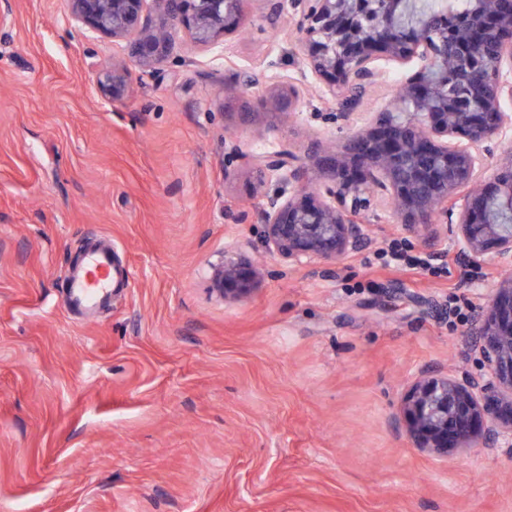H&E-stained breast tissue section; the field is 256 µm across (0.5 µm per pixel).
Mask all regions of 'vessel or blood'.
Here are the masks:
<instances>
[{"label": "vessel or blood", "instance_id": "obj_1", "mask_svg": "<svg viewBox=\"0 0 512 512\" xmlns=\"http://www.w3.org/2000/svg\"><path fill=\"white\" fill-rule=\"evenodd\" d=\"M111 248L93 246L84 255L83 265L69 278L65 304L71 309L103 307L110 303L112 290L123 283Z\"/></svg>", "mask_w": 512, "mask_h": 512}]
</instances>
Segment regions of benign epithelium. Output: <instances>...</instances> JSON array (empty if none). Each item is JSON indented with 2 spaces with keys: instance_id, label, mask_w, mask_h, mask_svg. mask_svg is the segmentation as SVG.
Instances as JSON below:
<instances>
[{
  "instance_id": "1",
  "label": "benign epithelium",
  "mask_w": 512,
  "mask_h": 512,
  "mask_svg": "<svg viewBox=\"0 0 512 512\" xmlns=\"http://www.w3.org/2000/svg\"><path fill=\"white\" fill-rule=\"evenodd\" d=\"M173 25L183 27L203 47L218 43L244 21V0H65L68 16L88 29L129 41L138 68H150L171 52L170 39L148 29L147 2ZM465 16L425 10L420 0H288L305 66L340 102L343 121L366 92L386 81L382 63L415 65L406 78L403 118L381 112L352 139L362 150H340L321 165L319 187L305 186L306 171L284 146L256 157L232 152L279 173L294 185L288 196H273L262 210L265 246L290 261H335L366 238L355 217L373 203H388L408 228L432 224L436 216L450 225L464 256L491 257L512 267V224H502L481 201L508 204L512 199V153L500 162L495 178L481 182V152L512 127V13L492 10L490 0H474ZM465 60V71L487 74L491 92L482 105L456 98L448 85V46ZM132 74L114 69L97 73L103 97L125 98ZM269 97L282 111L297 106L291 85L276 86ZM258 272L235 258L211 267L214 290L224 300L248 295ZM476 335L481 357L495 384L508 391L480 397L484 387L472 377L430 372L410 387L401 402L406 430L418 448L436 456L483 446L500 435L512 438V279L496 289Z\"/></svg>"
}]
</instances>
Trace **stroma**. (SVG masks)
<instances>
[{
	"label": "stroma",
	"mask_w": 512,
	"mask_h": 512,
	"mask_svg": "<svg viewBox=\"0 0 512 512\" xmlns=\"http://www.w3.org/2000/svg\"><path fill=\"white\" fill-rule=\"evenodd\" d=\"M245 11L211 49L177 33L111 104L96 73L131 67L126 42L64 0L0 5V512H512L511 439L437 458L399 414L423 370L484 378L474 320L512 269L387 207L338 261L266 251L260 208L284 186L231 145H287L313 170L394 108L401 71L336 120L288 15ZM288 83L299 105L276 112L266 91ZM99 238L124 285L70 311L73 260ZM394 239L449 275L371 265ZM225 255L257 268L247 297L211 293ZM455 295L472 321L449 324Z\"/></svg>",
	"instance_id": "stroma-1"
}]
</instances>
